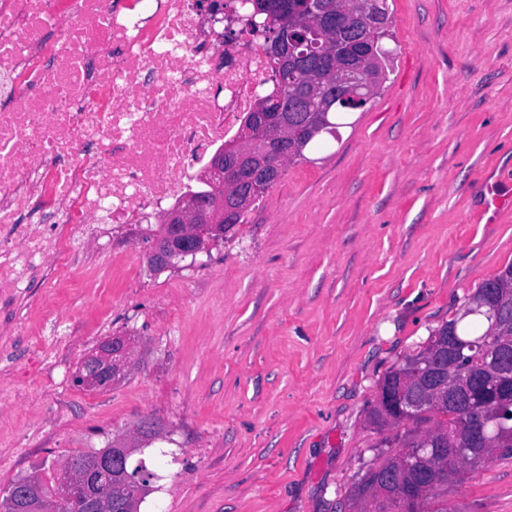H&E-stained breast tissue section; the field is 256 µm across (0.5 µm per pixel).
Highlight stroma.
I'll return each instance as SVG.
<instances>
[{"instance_id": "obj_1", "label": "stroma", "mask_w": 512, "mask_h": 512, "mask_svg": "<svg viewBox=\"0 0 512 512\" xmlns=\"http://www.w3.org/2000/svg\"><path fill=\"white\" fill-rule=\"evenodd\" d=\"M394 66L336 140L208 252L158 271L127 228L0 304V496L71 456L158 433L141 512H350L384 375L512 263V0H387ZM129 372L77 386L88 350ZM448 512H512V458L448 484ZM128 349L124 336H109L89 350L77 372L81 386L92 389L111 386L128 367Z\"/></svg>"}]
</instances>
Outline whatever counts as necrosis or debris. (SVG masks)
Returning a JSON list of instances; mask_svg holds the SVG:
<instances>
[{"instance_id":"necrosis-or-debris-1","label":"necrosis or debris","mask_w":512,"mask_h":512,"mask_svg":"<svg viewBox=\"0 0 512 512\" xmlns=\"http://www.w3.org/2000/svg\"><path fill=\"white\" fill-rule=\"evenodd\" d=\"M0 0V295L206 175L272 62L240 0ZM234 37L223 41L225 29Z\"/></svg>"}]
</instances>
